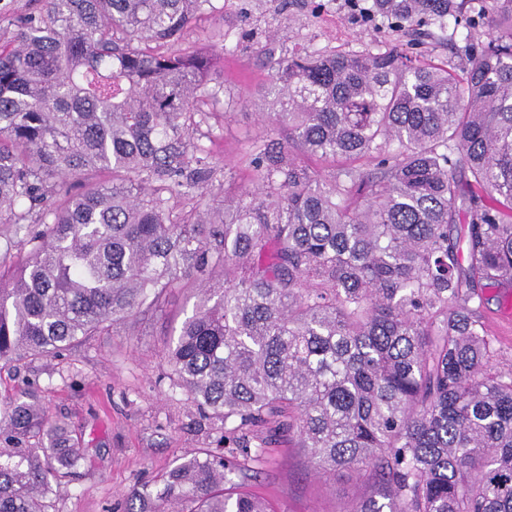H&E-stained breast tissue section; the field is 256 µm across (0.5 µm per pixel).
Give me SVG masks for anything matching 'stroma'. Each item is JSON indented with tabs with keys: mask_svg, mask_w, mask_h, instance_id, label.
Here are the masks:
<instances>
[{
	"mask_svg": "<svg viewBox=\"0 0 512 512\" xmlns=\"http://www.w3.org/2000/svg\"><path fill=\"white\" fill-rule=\"evenodd\" d=\"M215 12L196 17L186 28V45L216 53L215 75L235 101L229 117H213L201 142L210 148L217 173L207 189L252 190L253 150L270 128L258 116L270 72L255 47L274 38L281 56L312 52H361L406 46L404 34L385 23L362 22L350 0H215ZM481 42L484 28L448 27L441 39L420 47L422 62L462 67L456 54L463 39ZM486 291L479 310L499 362H512V323L497 298ZM197 301L174 288L164 312H145L109 334L93 336L61 355L0 367V396L35 391L49 417L65 422L84 458L74 476L55 486L51 512H137V491L152 487L168 470L202 449L223 452L220 425L200 423L183 396L172 393L164 346L176 335ZM258 474L245 478L246 490L265 499L270 512H349L376 491L371 481L316 474L304 449L284 440L270 448Z\"/></svg>",
	"mask_w": 512,
	"mask_h": 512,
	"instance_id": "obj_1",
	"label": "stroma"
}]
</instances>
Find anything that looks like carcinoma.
I'll return each instance as SVG.
<instances>
[{
    "instance_id": "carcinoma-1",
    "label": "carcinoma",
    "mask_w": 512,
    "mask_h": 512,
    "mask_svg": "<svg viewBox=\"0 0 512 512\" xmlns=\"http://www.w3.org/2000/svg\"><path fill=\"white\" fill-rule=\"evenodd\" d=\"M40 2L0 45V224L23 232L5 254L27 248L0 272V361L198 291L164 358L236 454L178 464L139 512H268L237 478L287 435L316 473L380 486L348 512H512V364L472 307L512 288V0L459 70L397 49L278 57L269 39L263 116L288 138L251 159L256 190L222 199L198 132L224 84L181 47L214 0ZM479 2L353 7L420 41ZM0 444V512H48L81 460L65 423L31 391L0 409Z\"/></svg>"
}]
</instances>
